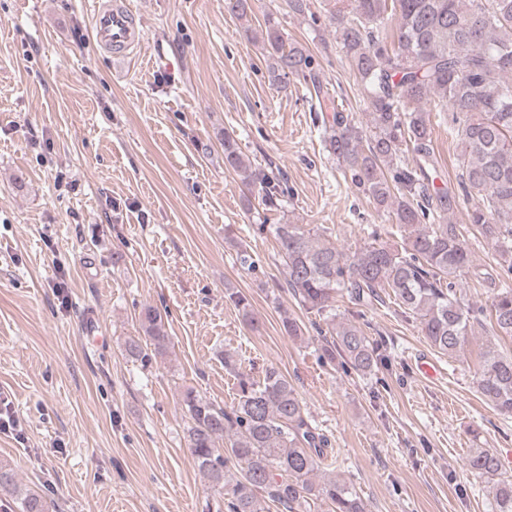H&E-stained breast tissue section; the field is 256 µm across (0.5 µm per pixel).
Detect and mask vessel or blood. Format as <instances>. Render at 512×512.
I'll use <instances>...</instances> for the list:
<instances>
[{"label":"vessel or blood","instance_id":"vessel-or-blood-1","mask_svg":"<svg viewBox=\"0 0 512 512\" xmlns=\"http://www.w3.org/2000/svg\"><path fill=\"white\" fill-rule=\"evenodd\" d=\"M93 31L97 43L116 57L127 56L143 40V33L124 0H98Z\"/></svg>","mask_w":512,"mask_h":512}]
</instances>
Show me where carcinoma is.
I'll use <instances>...</instances> for the list:
<instances>
[{"mask_svg": "<svg viewBox=\"0 0 512 512\" xmlns=\"http://www.w3.org/2000/svg\"><path fill=\"white\" fill-rule=\"evenodd\" d=\"M225 9L245 22L252 14L250 0H225ZM327 13L368 105L365 129L321 95L312 54L287 43L273 17L252 39H261L271 59L272 84L292 77L312 82L319 110H334L325 129L330 156L406 235L396 246L372 243L351 256L302 224H261L259 230L279 244L286 288L330 322L324 354H341L362 374L377 367L379 344L355 325L336 323L331 307L338 294L367 307L385 295L394 298L417 316L430 346L443 355L463 349L471 320L480 317L497 335L512 338L511 287L486 308L464 304L453 288L463 273L481 276L465 228L453 219L461 192L474 200L468 223L498 247L500 265L512 272V0H328ZM431 111L448 113L459 146L454 184L437 186L430 179L438 165ZM223 145L224 167L258 194L265 210L282 207L279 180L253 168L228 131ZM225 297L249 327L256 326L245 295L229 287ZM141 325L153 353L135 339L126 342L125 352L149 364L167 352L170 338L151 305L143 306ZM482 358L477 391L494 409L512 414V353L490 347ZM224 365L236 380L231 407L191 388L181 394V406L196 466L224 495L226 512H264L261 490L285 512H312L318 500L329 503L331 512H367L350 483L311 480L328 440L309 421L286 376L270 367L257 378L237 370L228 357ZM467 465L491 481L492 512H512V478L499 458L475 448ZM0 492L19 503V512H49L46 497L22 486L5 466Z\"/></svg>", "mask_w": 512, "mask_h": 512, "instance_id": "obj_1", "label": "carcinoma"}]
</instances>
